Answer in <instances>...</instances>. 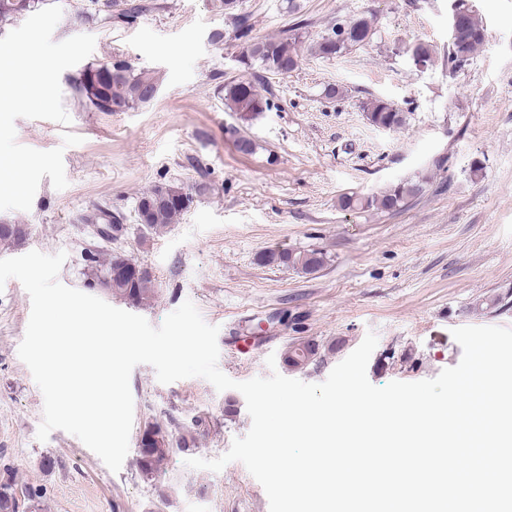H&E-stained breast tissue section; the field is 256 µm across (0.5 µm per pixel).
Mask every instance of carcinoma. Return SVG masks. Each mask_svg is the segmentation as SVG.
Wrapping results in <instances>:
<instances>
[{
  "label": "carcinoma",
  "instance_id": "carcinoma-1",
  "mask_svg": "<svg viewBox=\"0 0 512 512\" xmlns=\"http://www.w3.org/2000/svg\"><path fill=\"white\" fill-rule=\"evenodd\" d=\"M46 0H0V23L28 15L45 5ZM462 20L455 35L448 39V68L452 71L462 68L482 44L484 28L481 21L464 3L457 5ZM237 39L243 41L240 61L245 66L258 67L287 75L299 67L301 55L299 27L293 26L277 38L254 40L250 38L251 25L244 14L235 15ZM372 26L364 16L342 20L316 41L312 50L321 57H333L347 50L363 45L370 38ZM163 76L152 70L136 69L126 61L115 60L108 63L92 64L86 67L76 81L77 91L84 95L100 112H123L152 102L150 89L161 87ZM224 100L232 112H263L270 108L269 99L262 97L252 81L233 79L224 83ZM366 118L375 127L388 130L397 129L405 122L404 112L393 104L373 99L365 105ZM422 184L416 180L401 181L372 197L344 194L338 200L343 210L376 208L381 211H395L406 202L418 196ZM184 196L194 200V194L172 184L160 183L145 192L137 206L146 207V232L157 234L171 224H176L187 207L176 206L172 199ZM25 224L6 223L0 226V244L9 246L22 241L27 236ZM125 260L121 255L96 261L94 266L97 282L116 298L134 306L141 305L157 294L160 283L151 272L136 280H105L112 265ZM261 265L291 266L305 274L321 269L325 255L319 250L293 252L287 249H267L257 255ZM321 357L320 344L314 341L293 342L283 357L284 365L292 370L302 369ZM158 437L167 444L184 450L186 442L173 440L159 424L149 423L140 432L138 440V467L146 477H153L164 471L169 454L155 453L147 448L150 437ZM42 490L28 484L20 488L11 480L0 482V512H40Z\"/></svg>",
  "mask_w": 512,
  "mask_h": 512
}]
</instances>
